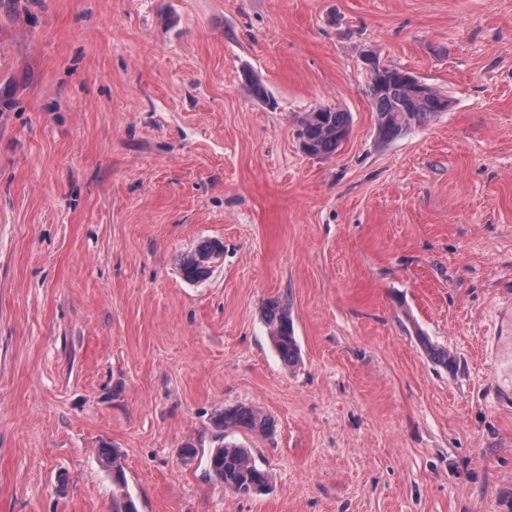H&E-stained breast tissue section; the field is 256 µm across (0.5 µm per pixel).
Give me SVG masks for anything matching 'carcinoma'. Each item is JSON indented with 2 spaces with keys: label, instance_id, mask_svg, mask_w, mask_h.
I'll use <instances>...</instances> for the list:
<instances>
[{
  "label": "carcinoma",
  "instance_id": "1",
  "mask_svg": "<svg viewBox=\"0 0 512 512\" xmlns=\"http://www.w3.org/2000/svg\"><path fill=\"white\" fill-rule=\"evenodd\" d=\"M411 73L396 65H386L378 77H369L367 94L376 112L377 135L382 141L391 140L413 125H420L445 111L449 101L433 87L417 97L413 94ZM297 136L303 150L313 156L327 157L336 153L349 133L350 115L328 107L322 112H306L297 120ZM221 254L215 242L200 245L186 253L180 266L189 280H202L211 272V264ZM269 330L270 340L281 359L288 365L299 360L294 336L292 313L278 299L265 303L262 310ZM214 427L218 431V445L207 454L208 474L220 479L224 489L239 495H251L264 491L269 485V473L257 464L252 451L237 444L224 442L227 430L244 429L254 433H266L270 420L258 410L238 405L227 407L215 415ZM100 461L112 471V479L119 491L125 489V476L120 457L112 448L99 451Z\"/></svg>",
  "mask_w": 512,
  "mask_h": 512
}]
</instances>
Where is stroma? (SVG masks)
<instances>
[{
    "instance_id": "35a3bbf8",
    "label": "stroma",
    "mask_w": 512,
    "mask_h": 512,
    "mask_svg": "<svg viewBox=\"0 0 512 512\" xmlns=\"http://www.w3.org/2000/svg\"><path fill=\"white\" fill-rule=\"evenodd\" d=\"M367 49L447 111L379 142ZM511 297L512 0H0V512H113L104 446L138 512H512ZM314 111L306 112L298 118L297 136L307 154L331 156L349 133V112L331 107H326L322 112ZM220 254L221 247L215 242H207L186 253L180 263L184 276L189 280L206 278L211 272V264ZM262 314L270 340L281 359L289 366L298 362V345L288 304L278 299L270 300L265 303ZM213 424L219 432V443L207 454L208 474L219 478L225 490L239 495L264 491L269 485L268 471L257 464L250 449L224 442V432L244 429L266 433L270 429V420L253 407L238 405L221 410L215 415ZM99 456L103 467L112 470V479L117 484L118 491L123 492L126 482L123 466L117 451L112 448H101Z\"/></svg>"
}]
</instances>
